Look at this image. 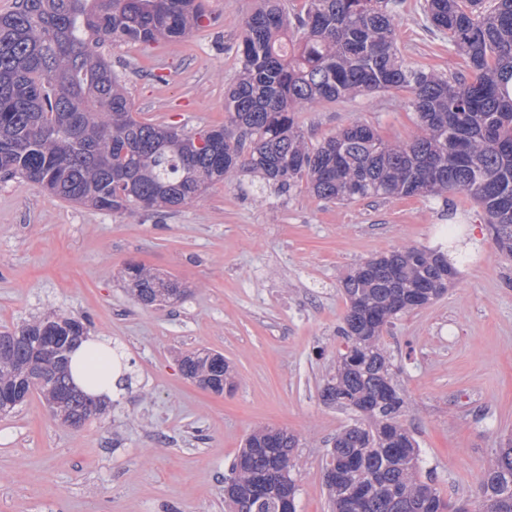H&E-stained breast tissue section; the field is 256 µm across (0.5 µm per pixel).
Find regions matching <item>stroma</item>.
I'll list each match as a JSON object with an SVG mask.
<instances>
[{"label":"stroma","mask_w":512,"mask_h":512,"mask_svg":"<svg viewBox=\"0 0 512 512\" xmlns=\"http://www.w3.org/2000/svg\"><path fill=\"white\" fill-rule=\"evenodd\" d=\"M423 0L396 19L407 61L461 68ZM254 0H207L210 23L157 46L105 45L137 119L197 132L224 123L237 39ZM362 121L389 141L417 131L404 92L300 112L305 137ZM479 237L447 293L398 315L383 335L407 397L406 426L424 470L464 501L512 437V255L464 194L333 204L277 193L239 174L167 212L134 215L52 197L0 178V331L57 313L127 353L134 385L83 427L60 423L39 396L0 417V512H225L224 477L255 428L295 435L297 512H327L321 470L348 412L319 389L344 346L342 278L398 247H432L442 230ZM145 265L182 281L172 307H144L122 273ZM224 355L236 389L217 395L180 371L182 354Z\"/></svg>","instance_id":"1"}]
</instances>
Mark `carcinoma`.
I'll list each match as a JSON object with an SVG mask.
<instances>
[{"mask_svg": "<svg viewBox=\"0 0 512 512\" xmlns=\"http://www.w3.org/2000/svg\"><path fill=\"white\" fill-rule=\"evenodd\" d=\"M404 0H257L238 42L239 75L227 121L196 134L138 120L105 44L178 41L209 21L203 0H17L0 14V174L53 196L116 213L173 209L246 170L282 192L332 203L463 193L481 206L497 245L512 254V0H425L427 21L464 59L427 71L403 58L395 17ZM406 91L419 133L397 142L355 121L313 144L297 113L378 91ZM448 246L402 247L343 279L344 349L320 400L354 413L326 450L331 512H448L447 492L423 477L418 442L403 423L407 400L382 344L398 315L448 291ZM124 279L146 307L173 306L176 278L129 264ZM46 320L0 333V389L41 394L67 424L90 420L72 390L71 349L40 348ZM187 377L232 392L224 355L182 356ZM282 429L252 432L224 489L232 512H283L296 500L293 450ZM473 512H512V441L484 470Z\"/></svg>", "mask_w": 512, "mask_h": 512, "instance_id": "carcinoma-1", "label": "carcinoma"}]
</instances>
